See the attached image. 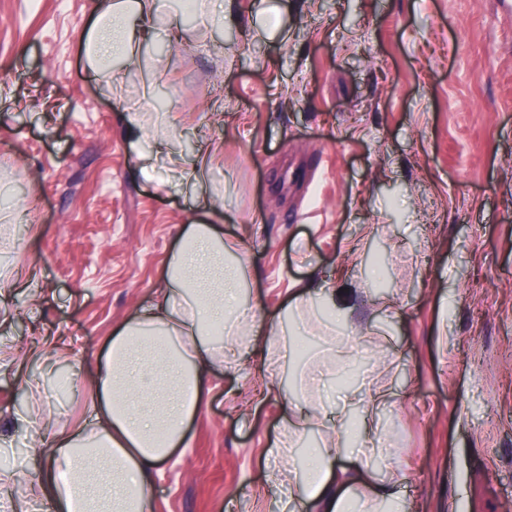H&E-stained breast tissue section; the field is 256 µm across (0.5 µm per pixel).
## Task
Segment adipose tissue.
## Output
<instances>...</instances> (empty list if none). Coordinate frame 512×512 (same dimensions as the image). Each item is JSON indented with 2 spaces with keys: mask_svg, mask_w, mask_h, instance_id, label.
Listing matches in <instances>:
<instances>
[{
  "mask_svg": "<svg viewBox=\"0 0 512 512\" xmlns=\"http://www.w3.org/2000/svg\"><path fill=\"white\" fill-rule=\"evenodd\" d=\"M151 9L150 0H99L88 46L103 79L112 77L113 58L130 67L140 63L143 36L131 17ZM239 249L217 225H190L151 303L115 330L91 378L74 373L73 386L93 390L95 427L53 433L46 468L28 481L32 496H55L59 512H146V488L183 445L190 419L206 401L210 369L224 359L225 344L211 340L208 329L239 307L246 272L226 260ZM346 432V420H339L313 449L286 512L302 502L316 512H350L356 501L360 512H380L392 500L366 450L351 444L372 439V431L361 426L351 438Z\"/></svg>",
  "mask_w": 512,
  "mask_h": 512,
  "instance_id": "ef3b65f1",
  "label": "adipose tissue"
}]
</instances>
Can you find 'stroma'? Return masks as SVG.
Masks as SVG:
<instances>
[{
  "label": "stroma",
  "mask_w": 512,
  "mask_h": 512,
  "mask_svg": "<svg viewBox=\"0 0 512 512\" xmlns=\"http://www.w3.org/2000/svg\"><path fill=\"white\" fill-rule=\"evenodd\" d=\"M96 0H0V468L9 512H48L41 439L88 428L92 392L14 352L61 338L95 370L215 201L243 239L251 313L289 322L335 288L399 512H512V13L502 0H156L141 68L87 62ZM144 117L132 144L125 110ZM166 148L151 153L154 142ZM205 165H197L199 154ZM250 408L267 350L210 372L149 512H274L269 446L318 393Z\"/></svg>",
  "instance_id": "obj_1"
}]
</instances>
